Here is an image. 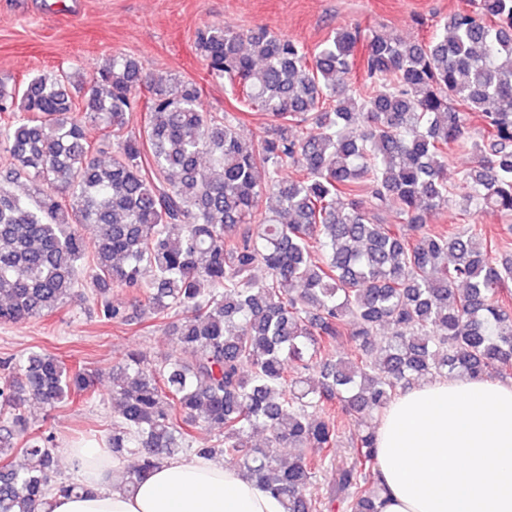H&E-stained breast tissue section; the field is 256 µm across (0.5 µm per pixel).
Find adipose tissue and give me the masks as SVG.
I'll return each instance as SVG.
<instances>
[{
    "label": "adipose tissue",
    "mask_w": 512,
    "mask_h": 512,
    "mask_svg": "<svg viewBox=\"0 0 512 512\" xmlns=\"http://www.w3.org/2000/svg\"><path fill=\"white\" fill-rule=\"evenodd\" d=\"M383 512H512V383L438 377L384 410L375 437ZM77 493L38 512H283L239 467L191 454L161 461L135 487L95 444L66 451Z\"/></svg>",
    "instance_id": "adipose-tissue-1"
}]
</instances>
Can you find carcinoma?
<instances>
[{
    "mask_svg": "<svg viewBox=\"0 0 512 512\" xmlns=\"http://www.w3.org/2000/svg\"><path fill=\"white\" fill-rule=\"evenodd\" d=\"M195 49L270 118L259 139L241 141L237 116L203 111L196 82L169 86L121 52L87 84L63 70L18 88L0 80V323L50 316L81 288L125 323L110 291L145 297L175 319L178 352L154 366L131 352L112 368L107 443L117 457L140 450L125 484L191 449L224 455L284 512H318L310 488L336 447L334 405L361 420L415 380L512 366V258L493 257L477 224L425 229L443 208L512 212V0H472L427 41L342 28L309 52L264 28L210 25ZM140 102L143 133L126 135ZM469 112L479 138L466 137ZM89 122L112 130L106 160ZM459 148L474 161L452 183ZM22 178L24 195L11 188ZM392 202L399 222L387 224ZM342 336L350 350L335 354ZM93 390L92 374L54 354L4 363L0 512H37L53 482L49 436L25 440L26 463L8 461L28 399L52 408ZM200 425L222 438L198 443ZM257 428L264 448L248 446ZM375 430L358 431L356 460L337 474L346 512H382ZM284 446L301 453L285 460Z\"/></svg>",
    "mask_w": 512,
    "mask_h": 512,
    "instance_id": "obj_1",
    "label": "carcinoma"
}]
</instances>
